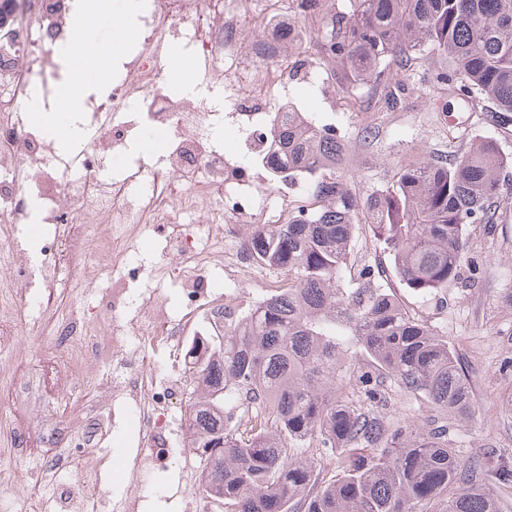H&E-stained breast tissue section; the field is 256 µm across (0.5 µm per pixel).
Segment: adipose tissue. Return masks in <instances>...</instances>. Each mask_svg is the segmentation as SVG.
I'll list each match as a JSON object with an SVG mask.
<instances>
[{"instance_id": "1", "label": "adipose tissue", "mask_w": 512, "mask_h": 512, "mask_svg": "<svg viewBox=\"0 0 512 512\" xmlns=\"http://www.w3.org/2000/svg\"><path fill=\"white\" fill-rule=\"evenodd\" d=\"M137 10V0H88L87 5L72 18V38L62 56L68 67L58 106L46 109L31 106V119L44 136L52 140L58 152L72 153L86 144L87 129L71 123L88 94L103 91L101 70L110 68L115 46L132 36L129 24ZM108 25L113 32L110 43L86 40L87 31Z\"/></svg>"}]
</instances>
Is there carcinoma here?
<instances>
[{
    "label": "carcinoma",
    "instance_id": "1",
    "mask_svg": "<svg viewBox=\"0 0 512 512\" xmlns=\"http://www.w3.org/2000/svg\"><path fill=\"white\" fill-rule=\"evenodd\" d=\"M317 33L350 80L378 79L420 55L445 61L436 81L467 102L512 112V0H347ZM262 164L273 178L316 176L317 206L264 224L248 241L253 261L288 276L247 311L195 338L186 352L193 376L188 447L204 462L200 486L224 512H496L485 473L448 447V419L472 413L470 385L448 341L412 317L381 287H341L356 228L370 227L396 275L421 293L455 283L468 227L494 224L502 175L512 156L479 137L461 152L400 166L359 204L333 177L344 146L336 132L282 106L273 113ZM351 336L371 363L338 368ZM356 381L369 404L343 397L336 379ZM431 405L441 423L392 424L379 411L385 382ZM234 393L260 417L245 432L226 410ZM303 448L338 455L344 474L314 489ZM457 486L454 493L448 488Z\"/></svg>",
    "mask_w": 512,
    "mask_h": 512
}]
</instances>
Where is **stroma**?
<instances>
[{
  "label": "stroma",
  "instance_id": "35a3bbf8",
  "mask_svg": "<svg viewBox=\"0 0 512 512\" xmlns=\"http://www.w3.org/2000/svg\"><path fill=\"white\" fill-rule=\"evenodd\" d=\"M289 16L271 14L246 25L241 52L254 61V47L279 37V49L290 67L280 89L267 105L276 112L285 103L305 112L315 124L334 128L345 144L336 176L365 201L392 176L395 167L423 155L442 157L463 150L477 135L498 140L512 154V114L462 112L461 101L432 80L439 67L437 55L416 61L410 69L387 67L377 81L350 83L339 60L321 48L318 39L298 35L284 38ZM494 224L471 225L470 247L458 282L439 293L422 295L399 280L369 226H361L352 246L346 285L365 286L363 270L384 269L382 284L414 317L447 340L463 368L473 393L469 417L448 422V444L460 459L478 462L485 472V488L497 512H512V487L499 481L512 470V185L497 207ZM92 392H78L62 401L57 395L29 392L0 396V416L13 420L29 415L35 427L47 422L82 428L88 425L85 407ZM94 462L100 468L102 491L112 494L124 486L126 455L132 441H113L111 430L97 431ZM202 466L196 452L188 454L186 469L156 467L165 493L152 500L149 512H219L204 510L207 498L199 488ZM192 472L183 484L182 471ZM187 496H180L182 486Z\"/></svg>",
  "mask_w": 512,
  "mask_h": 512
}]
</instances>
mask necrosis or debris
I'll return each instance as SVG.
<instances>
[{
  "label": "necrosis or debris",
  "mask_w": 512,
  "mask_h": 512,
  "mask_svg": "<svg viewBox=\"0 0 512 512\" xmlns=\"http://www.w3.org/2000/svg\"><path fill=\"white\" fill-rule=\"evenodd\" d=\"M144 2L148 32L109 96L93 107L103 120L97 137L51 167L45 164L50 147L25 119L22 106L35 98L51 104L47 76L60 72L61 50L71 38L68 19L78 0H17L23 22L13 34L0 35V388L21 390L28 365L20 356L21 336L40 331L41 314L57 310L59 289L76 288L79 281L112 270L111 311L95 316L84 307L59 320L39 357L43 384L49 392L91 388L104 402H128V422L147 452L170 430L169 405L181 386L177 376H154L153 351L177 348L196 325L212 270H223L234 284L273 287L266 270L250 258L239 220L246 216L256 226L280 224L284 212L267 203L275 188L253 186L247 167L225 162L208 133L211 110L147 86L143 77L160 74V47L179 33L193 56L207 62L211 75L233 82L248 73L259 111L278 88L288 60L275 42L267 41L255 50L260 64L244 62L239 51L243 25L256 17L258 0ZM136 100L146 104L155 127L169 134L170 148L161 166L104 182L99 177L104 158L124 148L129 136L111 108ZM212 204L218 207L217 223H182L184 214ZM30 224L44 227L34 246L22 235ZM155 224L168 227L177 259L163 271L182 289L185 304L177 314L158 291L130 299L123 277L133 264L130 241ZM0 437L14 446L33 441L54 449L58 464L73 461L70 443L88 446L73 428L37 431L20 420ZM146 452L131 464L130 493L113 512H137ZM101 498L97 469L88 465L60 505L100 512Z\"/></svg>",
  "instance_id": "4bbe7bcc"
}]
</instances>
